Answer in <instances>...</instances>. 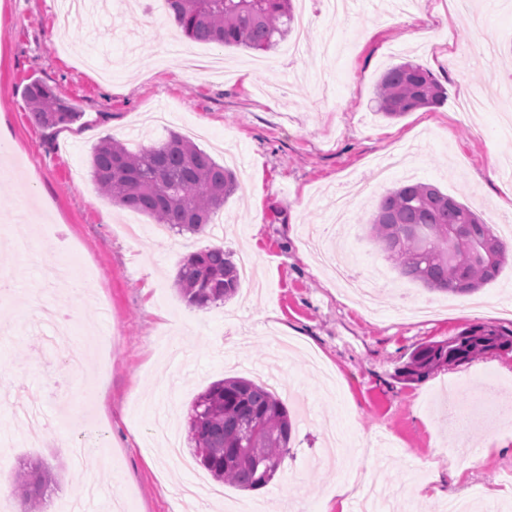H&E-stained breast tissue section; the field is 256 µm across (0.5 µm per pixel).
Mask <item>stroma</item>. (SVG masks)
Wrapping results in <instances>:
<instances>
[{
	"mask_svg": "<svg viewBox=\"0 0 512 512\" xmlns=\"http://www.w3.org/2000/svg\"><path fill=\"white\" fill-rule=\"evenodd\" d=\"M308 29L307 50L288 52L291 32L259 54L217 47L167 27L153 0L112 16L81 14L60 27L54 0H0V118L12 136V179L0 180V271L37 289L49 304L71 309L72 338L86 349L71 369L45 334L31 331L28 304L0 298V455L12 468L38 460L55 475L43 512H197L186 490L210 512L232 503L278 502L295 493L307 512H323L345 477L329 463L328 425L358 449L383 485L425 469L422 485L447 474V408L456 403L479 449L478 466L445 489H494L485 512L512 505V435L495 430L497 395L512 393V352L435 370L415 383L394 380L410 352L429 341L485 323L512 329V260L467 296L433 292L402 278L370 235L369 203L336 216V193L351 182L375 184V160L413 149L388 187L426 182L479 213L512 240V177L497 165L512 157V130L499 107L463 116L472 91L512 89V0H474L481 32L448 0H409L377 8L343 0L328 15L324 0H294ZM493 42L490 62L467 68L446 56L474 36ZM405 60L432 72L445 88L441 107L398 119L375 114L379 76ZM38 81L67 99L81 119L64 129L38 126L24 88ZM194 142L231 168L241 184L213 217L220 234L153 235L150 218L112 205L90 173L93 147L110 135L138 150L168 131ZM34 187V207L47 212L42 235L61 242L48 264H63V247L91 265L79 276L85 298L48 287L40 268L10 248L18 204ZM332 228L330 241L317 233ZM344 245L358 269H380L375 313L349 298L314 258ZM213 245L249 257L251 280L229 300L189 306L175 278L185 256ZM245 377L280 384L292 423L290 453L263 488L241 491L199 464H174L152 440L164 425L186 436L195 397L211 383ZM37 404L51 426L32 446L17 408Z\"/></svg>",
	"mask_w": 512,
	"mask_h": 512,
	"instance_id": "35a3bbf8",
	"label": "stroma"
}]
</instances>
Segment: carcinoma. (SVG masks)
I'll use <instances>...</instances> for the list:
<instances>
[{
	"instance_id": "carcinoma-1",
	"label": "carcinoma",
	"mask_w": 512,
	"mask_h": 512,
	"mask_svg": "<svg viewBox=\"0 0 512 512\" xmlns=\"http://www.w3.org/2000/svg\"><path fill=\"white\" fill-rule=\"evenodd\" d=\"M177 27L196 42L274 48L294 22L291 0H166ZM24 96L37 124H71L81 113L38 81ZM442 85L423 66L402 62L375 85L377 113L397 119L446 100ZM91 175L104 195L169 230L199 233L238 190L235 174L187 137L170 132L137 151L113 139L93 149ZM374 241L399 274L432 291L473 293L493 282L508 258L506 242L468 205L431 183H403L379 198L370 220ZM175 283L188 305L203 308L233 297L240 271L221 247L186 257ZM512 351V330L488 324L464 327L442 341L417 346L396 370L404 381H420L434 370L474 357ZM194 457L214 479L240 490L265 486L288 455L292 422L286 404L266 384L234 377L210 385L193 402L187 420ZM52 483L39 463L12 474L11 493L26 510L43 503Z\"/></svg>"
}]
</instances>
